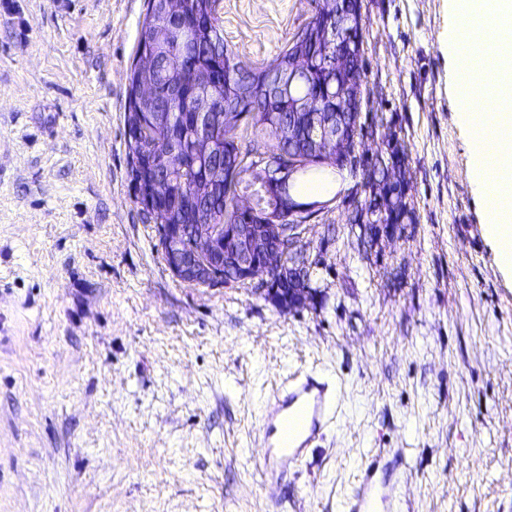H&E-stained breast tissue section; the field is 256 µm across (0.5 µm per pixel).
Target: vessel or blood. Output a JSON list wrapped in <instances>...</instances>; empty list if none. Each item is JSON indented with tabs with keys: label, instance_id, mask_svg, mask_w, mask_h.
Instances as JSON below:
<instances>
[{
	"label": "vessel or blood",
	"instance_id": "obj_1",
	"mask_svg": "<svg viewBox=\"0 0 512 512\" xmlns=\"http://www.w3.org/2000/svg\"><path fill=\"white\" fill-rule=\"evenodd\" d=\"M336 402L333 386L316 372L293 377L268 401L262 441L267 477L276 481L287 477L289 465L311 448L332 421ZM406 465L404 449L390 456L383 449H371L345 512H400L390 479Z\"/></svg>",
	"mask_w": 512,
	"mask_h": 512
}]
</instances>
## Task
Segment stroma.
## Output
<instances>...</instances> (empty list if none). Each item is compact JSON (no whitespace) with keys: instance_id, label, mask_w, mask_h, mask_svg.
<instances>
[{"instance_id":"stroma-1","label":"stroma","mask_w":512,"mask_h":512,"mask_svg":"<svg viewBox=\"0 0 512 512\" xmlns=\"http://www.w3.org/2000/svg\"><path fill=\"white\" fill-rule=\"evenodd\" d=\"M361 112L407 159L410 221L365 250L361 174L317 194L314 299L168 268L130 184L124 113L147 0H0V512H343L371 448H402L403 512H512V277L454 117L451 0H361ZM319 0H222L224 43L270 64ZM338 391L280 485L265 402Z\"/></svg>"}]
</instances>
